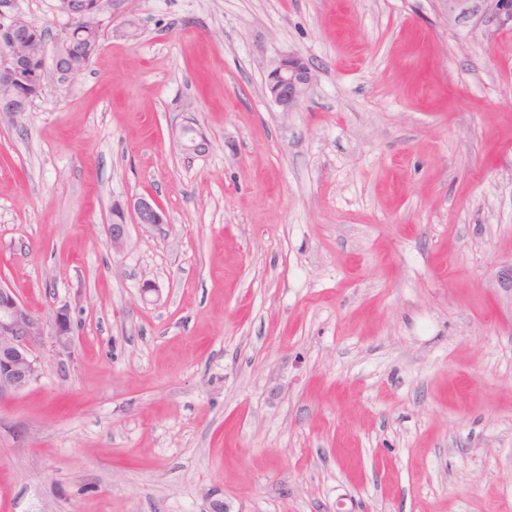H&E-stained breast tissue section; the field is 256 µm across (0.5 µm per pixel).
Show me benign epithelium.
<instances>
[{"mask_svg":"<svg viewBox=\"0 0 512 512\" xmlns=\"http://www.w3.org/2000/svg\"><path fill=\"white\" fill-rule=\"evenodd\" d=\"M451 11L458 10L477 18L485 28V34L493 37L504 31H512V0H448ZM59 11L68 18L63 35L85 28L99 30L103 26L101 12L89 13L81 0H59ZM5 45L0 49V85L16 86L24 78H30V87L38 93L46 83L56 80L68 83L78 72L70 68L67 54L54 47L45 50L37 71L28 73V43L31 26L18 17L0 28ZM312 75L308 65L297 55L286 54L268 75V87L272 102L287 112L294 108L311 87ZM27 108V100L15 94L0 95V112L18 113ZM187 151L202 152L207 142L202 135L185 139V127L172 131ZM113 208L125 211L129 208L137 224L164 223V212L152 199L138 198L127 205L116 203ZM108 238L112 249L121 251L127 239V224L108 225ZM500 302L512 310V262L499 267L494 284ZM72 326L67 307L52 309L51 318L31 308L12 288L0 285V397L20 391L37 380L41 361L37 350L46 337L54 339L56 346L68 348Z\"/></svg>","mask_w":512,"mask_h":512,"instance_id":"obj_1","label":"benign epithelium"}]
</instances>
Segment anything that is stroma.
<instances>
[{
	"mask_svg": "<svg viewBox=\"0 0 512 512\" xmlns=\"http://www.w3.org/2000/svg\"><path fill=\"white\" fill-rule=\"evenodd\" d=\"M57 5L0 22L55 36ZM102 9L135 37L0 113V284L74 323L0 398V512H512V32L448 0ZM140 197L166 221L114 252ZM308 65L297 55L286 54L268 75L272 102L287 112L294 108L311 87ZM113 208H115V210H120L124 215L123 216L121 213L112 210L113 221L123 220L125 217L123 223L108 225V238L110 245L114 251L119 252L124 248L127 239L126 211L124 206L120 203H114ZM493 288L500 302L512 312V262L499 267L494 276Z\"/></svg>",
	"mask_w": 512,
	"mask_h": 512,
	"instance_id": "stroma-1",
	"label": "stroma"
}]
</instances>
